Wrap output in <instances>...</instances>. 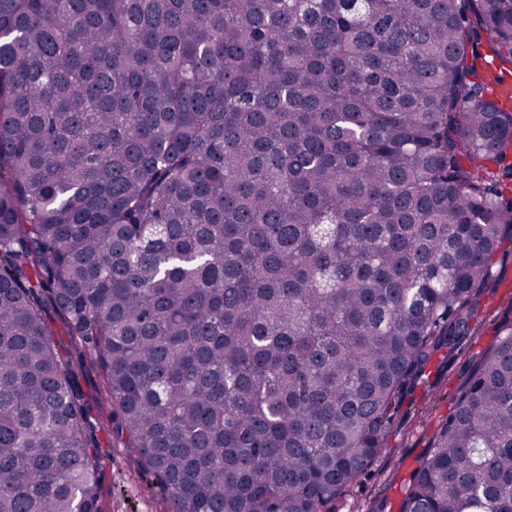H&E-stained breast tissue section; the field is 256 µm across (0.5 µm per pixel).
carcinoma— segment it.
Returning a JSON list of instances; mask_svg holds the SVG:
<instances>
[{"label": "carcinoma", "instance_id": "cac0c4a2", "mask_svg": "<svg viewBox=\"0 0 512 512\" xmlns=\"http://www.w3.org/2000/svg\"><path fill=\"white\" fill-rule=\"evenodd\" d=\"M492 59L512 0H0V512H101L105 422L172 512H334L512 243ZM399 512H512V318Z\"/></svg>", "mask_w": 512, "mask_h": 512}]
</instances>
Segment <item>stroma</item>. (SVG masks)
Listing matches in <instances>:
<instances>
[{
  "mask_svg": "<svg viewBox=\"0 0 512 512\" xmlns=\"http://www.w3.org/2000/svg\"><path fill=\"white\" fill-rule=\"evenodd\" d=\"M496 276L489 283L471 331L453 353L437 352L406 395L389 440L371 469L334 505L335 512H399L404 488L419 456L447 417L472 361L497 340L498 328L512 317V244L496 256ZM101 443V512H172V505L145 475L131 449L98 431Z\"/></svg>",
  "mask_w": 512,
  "mask_h": 512,
  "instance_id": "stroma-1",
  "label": "stroma"
}]
</instances>
